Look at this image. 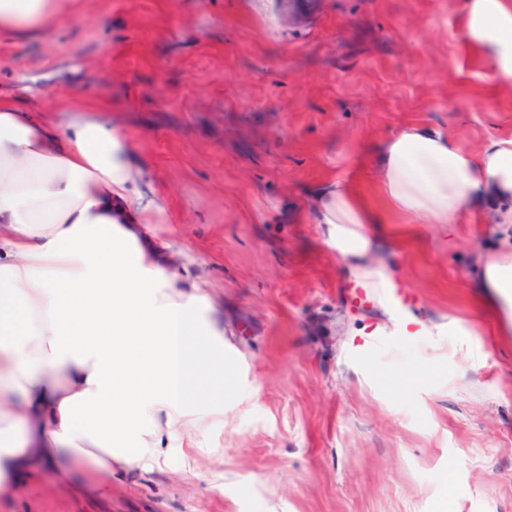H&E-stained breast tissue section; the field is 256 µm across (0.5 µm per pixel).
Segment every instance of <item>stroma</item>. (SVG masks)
Here are the masks:
<instances>
[{
	"label": "stroma",
	"instance_id": "obj_1",
	"mask_svg": "<svg viewBox=\"0 0 512 512\" xmlns=\"http://www.w3.org/2000/svg\"><path fill=\"white\" fill-rule=\"evenodd\" d=\"M78 0L0 39V92L110 103L155 234L224 317L238 393L208 451L112 467L94 494L52 471L4 512H512V325L470 284L494 225L396 224L409 318L347 295L317 185L368 187L408 122L479 150L512 137V81L461 36L463 0ZM378 343L355 350L367 334Z\"/></svg>",
	"mask_w": 512,
	"mask_h": 512
}]
</instances>
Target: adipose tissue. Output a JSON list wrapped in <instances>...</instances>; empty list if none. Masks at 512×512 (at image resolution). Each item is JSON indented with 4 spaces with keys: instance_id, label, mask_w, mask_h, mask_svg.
Listing matches in <instances>:
<instances>
[{
    "instance_id": "1",
    "label": "adipose tissue",
    "mask_w": 512,
    "mask_h": 512,
    "mask_svg": "<svg viewBox=\"0 0 512 512\" xmlns=\"http://www.w3.org/2000/svg\"><path fill=\"white\" fill-rule=\"evenodd\" d=\"M72 0H0V37H42ZM464 42L512 78V0H466ZM109 119L62 124L0 94V508L21 473L50 467L97 487L113 463L206 450L224 419V328L208 293L179 286L166 243L137 217L134 170ZM374 191L338 179L314 209L362 288H392L368 263L394 244L387 224H494L480 258V309L512 310V137L479 151L412 122L375 149Z\"/></svg>"
}]
</instances>
